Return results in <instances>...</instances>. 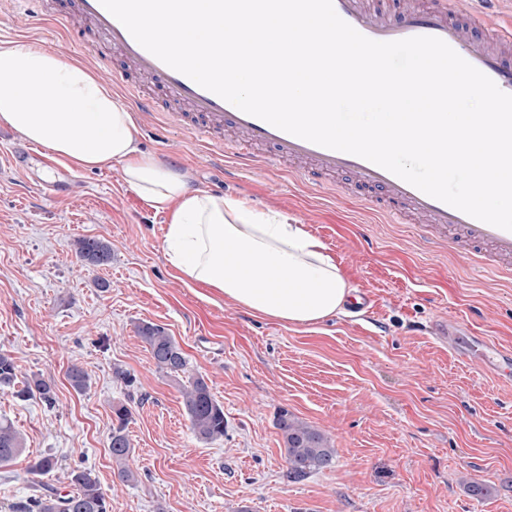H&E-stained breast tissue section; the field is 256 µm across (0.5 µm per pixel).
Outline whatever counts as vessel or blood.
<instances>
[{"label":"vessel or blood","mask_w":512,"mask_h":512,"mask_svg":"<svg viewBox=\"0 0 512 512\" xmlns=\"http://www.w3.org/2000/svg\"><path fill=\"white\" fill-rule=\"evenodd\" d=\"M40 15L59 24L88 58L99 57V41H106L120 59L136 74L149 77L160 90L128 86L127 99L140 112H164L168 107H184V114H172L173 122L189 120L195 133L214 145H223L224 132L241 134L232 143L238 168L256 170L268 162L297 168L300 176L313 184L334 189L336 177L350 179L356 199L372 204L382 216L396 223L423 217L422 232L439 245H465L478 265L492 272L512 274V231L479 221L466 213L432 198L389 171L353 154L328 149L246 114L189 77L170 68L144 49L127 29L100 3V0H74L73 13L48 11L46 0H30ZM479 9L469 14L467 26H460L448 0H431L427 7L406 11L392 19L389 0L379 8H369L364 0H333L337 15L365 37L390 42L416 36L437 37L463 59L489 77L497 87L512 94V58L492 49V42L512 44V21L490 26L484 9L489 0H478ZM87 20L97 36L85 39L75 28L74 18ZM464 327L449 320L435 327L438 336L447 338L457 359L480 355L488 371L512 382V346L490 342L474 335L467 347L457 340Z\"/></svg>","instance_id":"vessel-or-blood-1"}]
</instances>
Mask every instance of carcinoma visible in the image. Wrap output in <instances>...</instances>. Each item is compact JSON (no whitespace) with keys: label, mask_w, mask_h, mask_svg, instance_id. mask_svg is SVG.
Masks as SVG:
<instances>
[{"label":"carcinoma","mask_w":512,"mask_h":512,"mask_svg":"<svg viewBox=\"0 0 512 512\" xmlns=\"http://www.w3.org/2000/svg\"><path fill=\"white\" fill-rule=\"evenodd\" d=\"M78 257L93 266L110 262V246L100 239L84 237L75 240ZM138 335L151 354L157 371L167 375L186 373L188 359L180 344L166 328L144 322L137 328ZM72 388L81 392L87 388L86 372L76 366L67 372ZM0 388L9 389L20 400L33 397L42 402L55 404V394L51 383L39 377L18 380V368L13 358L0 351ZM183 405L192 430L202 440L216 441L224 437L226 420L223 406L215 399L203 377H195L181 390ZM117 425L112 429L110 450L117 464L118 478L122 482L136 479L134 472L126 465L129 457L130 441L126 432L130 411L125 405L113 407ZM276 426L279 429L288 464V478L299 480L307 475L328 468L333 464L335 449L330 439L319 429L300 420L287 409L277 413ZM23 451V438L14 426L0 421V464L8 463ZM67 479L73 487L69 494H60L53 486L42 484L40 495L17 504L18 512H108V502L100 484L89 469L71 470Z\"/></svg>","instance_id":"cac0c4a2"}]
</instances>
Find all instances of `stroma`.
I'll list each match as a JSON object with an SVG mask.
<instances>
[{"instance_id":"stroma-1","label":"stroma","mask_w":512,"mask_h":512,"mask_svg":"<svg viewBox=\"0 0 512 512\" xmlns=\"http://www.w3.org/2000/svg\"><path fill=\"white\" fill-rule=\"evenodd\" d=\"M28 41L75 53L27 0H13L0 11V45ZM135 121L141 149L187 171L196 187L306 225L373 306L290 325L186 287L163 249L165 215L124 184L120 165L33 159L20 174L9 164L20 138L0 127V349L22 376L50 381L56 399L49 407L0 391V419L26 446L0 464V512L37 494L29 467L47 454L57 466L45 483L65 494L69 471L90 469L110 512H512V386L432 335L433 324L457 318L512 345V280L474 268L465 251H433L415 224L385 222L279 166L240 172L164 115L139 112ZM66 179L73 190L63 197L39 187ZM82 237L109 244L111 261L80 260ZM143 322L175 337L187 373L156 370L137 335ZM74 364L88 375L81 393L67 379ZM117 368L135 376L134 387L117 382ZM196 376L224 407L223 439L191 429L181 389ZM118 403L130 410L129 483L110 451ZM282 408L330 437L332 467L288 479ZM472 481L488 496H473Z\"/></svg>"}]
</instances>
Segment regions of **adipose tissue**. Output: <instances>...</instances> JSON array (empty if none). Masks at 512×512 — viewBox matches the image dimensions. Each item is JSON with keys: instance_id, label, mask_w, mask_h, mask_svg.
Segmentation results:
<instances>
[{"instance_id": "1", "label": "adipose tissue", "mask_w": 512, "mask_h": 512, "mask_svg": "<svg viewBox=\"0 0 512 512\" xmlns=\"http://www.w3.org/2000/svg\"><path fill=\"white\" fill-rule=\"evenodd\" d=\"M0 124L57 162L83 170L119 164L125 185L166 214V257L186 286L293 325L335 315L355 293L304 225L193 187L142 151L133 115L110 85L65 54L36 44L0 46Z\"/></svg>"}]
</instances>
